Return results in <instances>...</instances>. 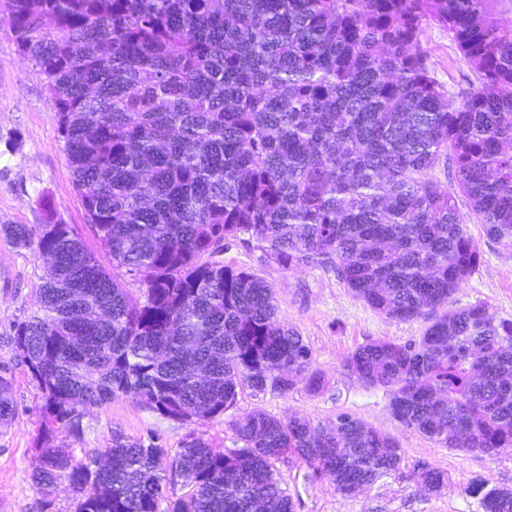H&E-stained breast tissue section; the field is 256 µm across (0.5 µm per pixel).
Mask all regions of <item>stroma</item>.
<instances>
[{
    "label": "stroma",
    "instance_id": "obj_1",
    "mask_svg": "<svg viewBox=\"0 0 512 512\" xmlns=\"http://www.w3.org/2000/svg\"><path fill=\"white\" fill-rule=\"evenodd\" d=\"M420 44L436 79L453 96H461L475 83V74L446 29L425 24ZM431 175L455 195L480 254L478 264L452 296L454 307L484 304L496 318L512 320V243L487 236L444 165H437ZM44 197L58 220L82 229L87 245L95 246L44 79L19 50L8 17L0 14V225L42 223L40 200ZM219 259L227 266L254 272L272 286L281 320L311 351L312 368L321 378L319 392L309 393L301 385L285 393L247 389L225 414L199 419L191 426L120 397L101 407L84 408L81 438L60 429L55 433V446L80 456L110 446L113 434L120 433L173 451L193 430L222 451L238 445L231 421L254 410L280 419L296 416L314 425L348 414L398 442L400 474L345 497L330 479L313 477L296 457H284L276 468L292 497L293 512H479L468 493L471 484L484 481L512 490V451L488 456L438 447L392 416L385 388L362 386L346 368L347 358L370 341L405 343L421 336L435 311L407 322L387 319L355 298L333 271L311 267L282 270L268 262L252 242L229 243ZM40 274L39 261L31 251L14 248L0 236V368H5L12 382L16 408L12 424L0 427V512H75L66 485H59L46 500L32 480L44 420L43 401L21 361L13 326L30 315ZM423 466L445 473L438 490L428 491L407 481V474Z\"/></svg>",
    "mask_w": 512,
    "mask_h": 512
}]
</instances>
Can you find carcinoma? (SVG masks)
<instances>
[{"label": "carcinoma", "instance_id": "cac0c4a2", "mask_svg": "<svg viewBox=\"0 0 512 512\" xmlns=\"http://www.w3.org/2000/svg\"><path fill=\"white\" fill-rule=\"evenodd\" d=\"M1 7L45 77L87 222L143 294L132 298L45 200L43 223L0 226L14 247L51 257L14 328L44 396L40 494L67 483L75 512H292L275 468L285 455L343 496L397 473V442L348 414L313 426L254 411L230 423L242 446L224 452L194 431L172 454L121 434L81 457L53 446L59 427L81 435L82 408L120 397L191 424L231 409L240 389H320L271 285L214 259L231 240L285 270H331L392 320L446 308L419 338L370 341L346 367L441 448H512V320L448 307L479 256L429 176L444 164L487 235L512 241V27L494 20L512 0ZM429 22L477 75L459 103L420 48ZM14 417L0 375V425ZM409 479L437 488L445 475ZM469 493L482 512H512L511 490Z\"/></svg>", "mask_w": 512, "mask_h": 512}]
</instances>
